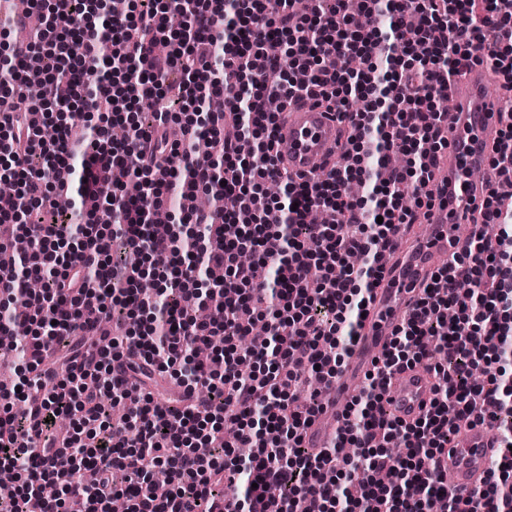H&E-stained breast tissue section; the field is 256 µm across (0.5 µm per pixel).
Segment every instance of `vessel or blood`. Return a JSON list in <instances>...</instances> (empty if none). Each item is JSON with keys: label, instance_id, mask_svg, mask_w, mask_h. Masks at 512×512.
Here are the masks:
<instances>
[{"label": "vessel or blood", "instance_id": "1", "mask_svg": "<svg viewBox=\"0 0 512 512\" xmlns=\"http://www.w3.org/2000/svg\"><path fill=\"white\" fill-rule=\"evenodd\" d=\"M488 80V69L479 66L451 89L448 147L435 172L437 204L426 219L429 232L412 248L404 234L395 236L388 262L392 282L378 289L363 334L330 390L325 406L328 425L316 424L307 432L313 447H323L343 427L346 405L365 379V365L382 352L430 274L457 250L461 243L458 225L472 223L487 194L486 182L474 179L472 173L487 169V156L499 136L498 103L488 91ZM340 128L337 113L312 102L287 106L274 133L277 167L288 168L305 180L315 178L327 161L340 156ZM434 383L432 374L421 366L394 372L384 402L388 415L404 422L417 419L427 408ZM460 435V443L448 446V485L468 495L481 488L498 448L487 426L467 425Z\"/></svg>", "mask_w": 512, "mask_h": 512}]
</instances>
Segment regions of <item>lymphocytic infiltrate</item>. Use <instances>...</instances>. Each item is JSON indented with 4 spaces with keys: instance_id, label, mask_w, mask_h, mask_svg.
<instances>
[{
    "instance_id": "obj_1",
    "label": "lymphocytic infiltrate",
    "mask_w": 512,
    "mask_h": 512,
    "mask_svg": "<svg viewBox=\"0 0 512 512\" xmlns=\"http://www.w3.org/2000/svg\"><path fill=\"white\" fill-rule=\"evenodd\" d=\"M295 0H164L149 12L109 14L101 28L80 33L72 0H32L23 21L33 40L10 42L4 62L22 78L29 56L52 51L58 69L32 95L65 108L90 98L100 123V149L74 154L72 117L52 140L39 139L30 108L0 114L9 132L10 176L23 198L39 207L60 190L77 200L87 223H12L32 243L18 269L0 270V334L22 327L27 377L17 400L27 410L0 412V468L14 471L15 495L0 512H66L80 498L82 512H107L123 497L127 512H182L191 495L224 501L225 512H425L431 499L448 512H512V391L499 379L512 367V212L497 189L480 209L498 225L465 237L446 268L431 276L396 327L351 406L336 442L321 448L304 434L323 410L318 394L297 401L287 392L318 375L331 387L365 327L366 306L384 278L378 253L403 225L432 208L424 189L448 145L447 100L453 79L488 65L512 89V0H318L309 16ZM387 18L384 27L377 18ZM294 63L293 75L280 66ZM353 57L367 65L357 76L322 69L324 56ZM204 121L181 120L166 108L148 127L113 140L109 119L120 104L162 100L169 71ZM297 97L349 112L341 164L321 180L301 181L275 170L276 113L267 97ZM186 145L206 137L213 156L187 158L168 168L171 124ZM407 156L406 167L364 165L366 146ZM40 154L42 168L30 164ZM285 185L287 204L269 198L266 184ZM234 199L233 208L188 210L187 225L168 237L147 224L161 205L162 188L186 187ZM329 210L328 224H311V211ZM134 260H112L113 239ZM254 253L251 265L241 251ZM364 260L345 264L348 254ZM213 275L210 318L198 322L182 300L201 275ZM155 276L159 287L143 292ZM42 280V293L21 298V281ZM470 290L458 292L459 280ZM111 318L122 310L128 327L108 344L75 352L67 376L53 357L73 337L86 335L85 306ZM247 308L263 318L267 342L239 352ZM53 311L54 322L43 319ZM348 346H341V338ZM223 339V366L213 370L197 350ZM429 359L437 383L427 410L412 423L379 415L388 374ZM169 374L183 391L177 404L139 393L143 376ZM122 399L127 413L111 421L105 403ZM492 430L500 455L477 496L448 487L446 448L462 421ZM172 485L154 490L155 470ZM97 480L86 485L85 471ZM58 485L55 497L42 487Z\"/></svg>"
}]
</instances>
